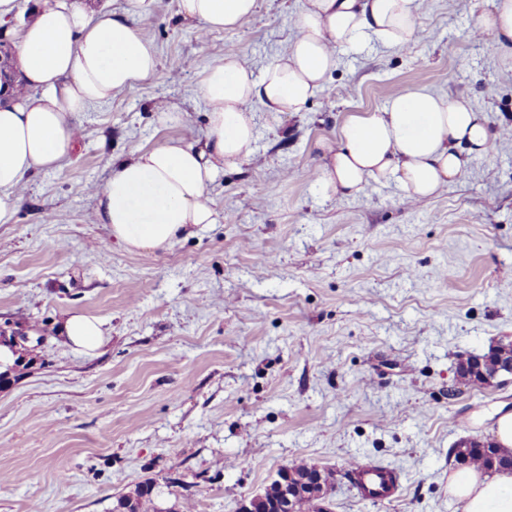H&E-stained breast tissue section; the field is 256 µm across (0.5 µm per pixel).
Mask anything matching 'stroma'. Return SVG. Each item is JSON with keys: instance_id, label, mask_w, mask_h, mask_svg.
<instances>
[{"instance_id": "35a3bbf8", "label": "stroma", "mask_w": 512, "mask_h": 512, "mask_svg": "<svg viewBox=\"0 0 512 512\" xmlns=\"http://www.w3.org/2000/svg\"><path fill=\"white\" fill-rule=\"evenodd\" d=\"M305 0H257L199 37L178 0L134 23L158 73L80 113L58 170L18 188L0 224V331L27 336L0 383V512H113L153 484L141 512H238L302 460L332 472L331 512H461L448 451L490 436L512 378L457 381L458 356L512 341V54L473 38L495 0H422L420 38L337 52L305 109L255 110L250 156L209 187L215 221L158 250L129 251L95 218L113 157L171 138L201 145V74L235 52L255 70L284 53ZM427 88L483 112L497 137L435 196L397 181L325 194L323 147L354 114ZM184 120L166 125L162 113ZM104 320L92 353L58 336L64 313ZM400 473L363 499L350 460Z\"/></svg>"}]
</instances>
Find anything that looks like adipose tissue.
Returning <instances> with one entry per match:
<instances>
[{
    "instance_id": "1",
    "label": "adipose tissue",
    "mask_w": 512,
    "mask_h": 512,
    "mask_svg": "<svg viewBox=\"0 0 512 512\" xmlns=\"http://www.w3.org/2000/svg\"><path fill=\"white\" fill-rule=\"evenodd\" d=\"M256 7L257 0H179L182 19L204 32L234 27ZM147 8V0H127L125 13L117 14L91 8L89 0H38L24 20L19 0H0V24L10 26L23 79L22 91L0 107V224L13 222L16 191L34 171L61 168L80 113L155 75L156 47L129 20ZM418 8L417 0H306L287 52L262 73L226 53L200 80L207 104L203 145L170 139L113 158L95 194L99 223L130 250L163 249L191 226L213 223L208 187L220 166L251 154L254 104L303 111L335 70L338 49L370 39L406 45L419 33ZM494 138L484 113L467 102L407 90L383 108L351 116L337 146H326L316 177L324 191L343 197L394 179L408 200L421 201L454 182ZM58 331L82 352L97 350L105 336L102 320L79 313L66 316ZM448 493L463 512H512V472L452 469Z\"/></svg>"
}]
</instances>
